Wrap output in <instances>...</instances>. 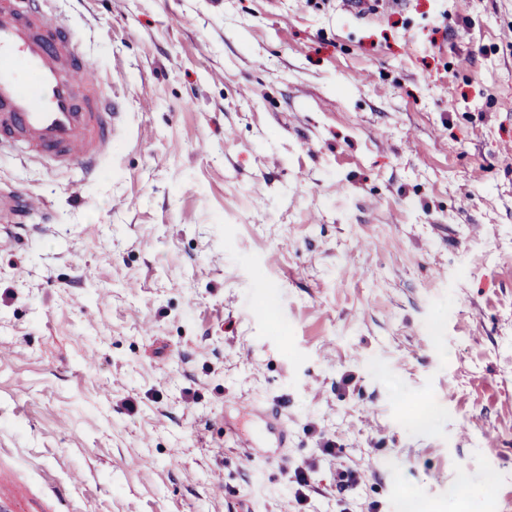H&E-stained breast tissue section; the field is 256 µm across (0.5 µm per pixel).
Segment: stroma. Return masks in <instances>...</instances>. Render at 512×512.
Listing matches in <instances>:
<instances>
[{"label": "stroma", "mask_w": 512, "mask_h": 512, "mask_svg": "<svg viewBox=\"0 0 512 512\" xmlns=\"http://www.w3.org/2000/svg\"><path fill=\"white\" fill-rule=\"evenodd\" d=\"M45 8L124 114L0 152V512H512V0Z\"/></svg>", "instance_id": "obj_1"}]
</instances>
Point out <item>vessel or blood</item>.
<instances>
[{
	"label": "vessel or blood",
	"mask_w": 512,
	"mask_h": 512,
	"mask_svg": "<svg viewBox=\"0 0 512 512\" xmlns=\"http://www.w3.org/2000/svg\"><path fill=\"white\" fill-rule=\"evenodd\" d=\"M121 115L64 23L0 0V146L92 172Z\"/></svg>",
	"instance_id": "obj_1"
}]
</instances>
